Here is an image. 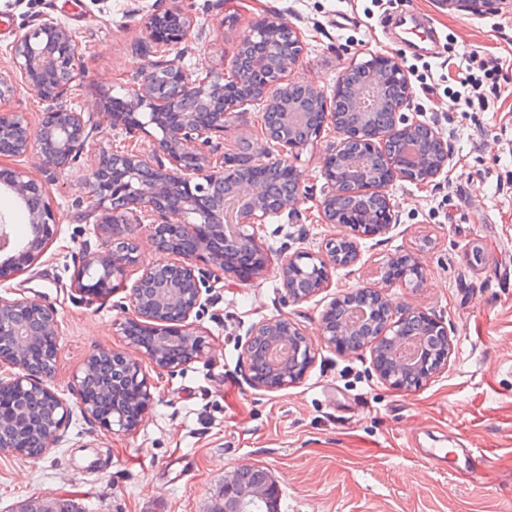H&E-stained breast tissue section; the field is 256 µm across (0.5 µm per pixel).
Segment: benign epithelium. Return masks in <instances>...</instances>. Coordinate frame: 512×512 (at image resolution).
Masks as SVG:
<instances>
[{"label": "benign epithelium", "mask_w": 512, "mask_h": 512, "mask_svg": "<svg viewBox=\"0 0 512 512\" xmlns=\"http://www.w3.org/2000/svg\"><path fill=\"white\" fill-rule=\"evenodd\" d=\"M445 2L485 15L497 12L503 0ZM161 27L167 29V37L152 41L167 54L191 39L195 22L190 13L176 7L152 16L150 32ZM259 40L264 42L266 55L280 59L278 69L266 70L257 61L244 67L236 59L227 73L210 70L194 78L173 59L161 57L145 64L129 93L126 110L108 116L112 127L129 136L152 138L156 149L150 156L132 150L92 153L88 121L70 100L72 83L80 76L82 43L57 20L43 17L19 32L11 46V70L0 71L1 89L13 93L27 90L46 103L36 130L21 112L0 113V155L20 156L35 150L55 170L83 156L90 158L89 202L97 215L102 246L97 252L82 255L73 290L92 301L108 293L114 282L125 281L140 259L137 246L121 238L120 227L133 222L150 224L152 239L165 259L142 269L130 289L129 302L132 322L153 342L131 335L124 322L120 331L126 344L138 349L156 369L176 371L202 355L203 342L190 321L200 306L205 284L196 259L207 261L215 277L238 275L242 257L250 260L255 276L269 268L271 254L258 228L282 211L296 209L300 192L272 204L264 198L263 180L288 177L301 188L302 174L294 161L321 138L325 127H333L338 141L323 156L325 186L320 216L322 223L336 224L343 233L318 253L281 256L278 274L294 303L329 288L337 269L355 265L361 258L362 240L390 232L394 211L389 186L397 180L429 183L448 169V148L441 134L403 113L410 106L409 85L394 57L371 54L374 64L366 69L360 88L353 93L351 110L338 122L333 104L337 93L344 90L351 69L336 77L329 95L315 86L287 79L303 45L299 32L286 18L254 22L240 39L238 50ZM261 101L266 103L265 113H284L283 129L264 127L265 138L273 142L277 152L260 156L244 152L235 164H227L217 155L214 138L224 136V125L231 115ZM381 109L392 113L393 125L387 129L372 120V114ZM418 129L434 133L439 143L436 158L417 148L402 155L388 153V140L407 141ZM350 141L360 145L352 156L343 152ZM0 190L14 197L29 224L28 234L18 240L6 217L0 216L3 278L25 271L44 255L56 235L58 218L48 201V188L19 168H0ZM345 194L354 198V205L342 216L336 213V197ZM386 268L392 272L384 280L388 286L417 288L427 279V269L416 251L390 258ZM299 277L311 282L308 292L293 287L292 281ZM23 312L40 323L42 335L51 339L57 336L55 309L26 298H0V367L13 369L9 376L0 378V391L19 395L13 419L23 427H39L40 409H52L54 421L47 431L51 447L72 406L44 383L54 372L58 345L46 352L43 368L32 371L28 355L34 332L19 320ZM259 336L265 337L271 348L288 346L287 359L269 375L253 369ZM319 342L339 353L370 346L375 372L386 385L400 391L416 390L448 367L453 345L442 320L420 309L394 310L376 285L335 296L321 314ZM315 355L313 341L296 322L282 317L252 327L243 345L242 362L254 388L272 391L300 383ZM103 357L121 373V380L109 378L103 383L114 399L108 418L99 415L95 397L86 385L90 369ZM124 382L136 388L140 412L135 418L119 406ZM71 391L84 414L107 429L116 426L126 433L137 428L154 400L153 382L143 364L117 350L91 354ZM265 492L264 486L246 488L228 477L224 479V512H247L250 502L264 497Z\"/></svg>", "instance_id": "1"}]
</instances>
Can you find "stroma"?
<instances>
[{"label": "stroma", "mask_w": 512, "mask_h": 512, "mask_svg": "<svg viewBox=\"0 0 512 512\" xmlns=\"http://www.w3.org/2000/svg\"><path fill=\"white\" fill-rule=\"evenodd\" d=\"M192 13L196 37L179 53L191 74L230 68L240 36L258 19L281 15L299 31L303 54L293 82L332 90L344 69L369 53L395 57L410 82L420 120L442 133L448 174L427 184L396 181L388 194L396 218L388 234L363 240L361 259L336 270L330 288L288 302L276 268L261 277L223 279L201 298L194 324L206 349L182 370L150 369L154 403L131 433L105 429L73 410L46 454L0 453V512L31 499H70L82 512H208L224 478L267 468L279 490L278 512H512V7L475 15L444 0H0V69L23 26L56 19L83 46L76 108L91 115L96 153L130 145L143 155L151 138L128 139L104 110L127 97L154 49L148 22L164 9ZM495 65L480 91L487 108H467L459 73L476 60ZM264 108L254 105L227 124L225 157L264 152ZM336 139L326 129L304 149L297 211L271 218L259 234L272 257L320 251L340 233L321 223V162ZM46 184L60 223L45 255L23 273L0 278V297L27 298L58 313L59 355L49 386L70 398L88 356L120 350L141 360L118 327L129 289L85 302L71 289L78 254L99 249L86 198L89 166L46 169L37 154L1 157ZM421 250L426 281L394 286V307L442 319L454 339L447 370L414 391L381 382L371 350L320 348L298 384L254 389L241 362L250 327L279 317L318 338L334 294L381 280L394 255ZM467 448L487 456L482 475L426 463L429 448Z\"/></svg>", "instance_id": "stroma-1"}]
</instances>
